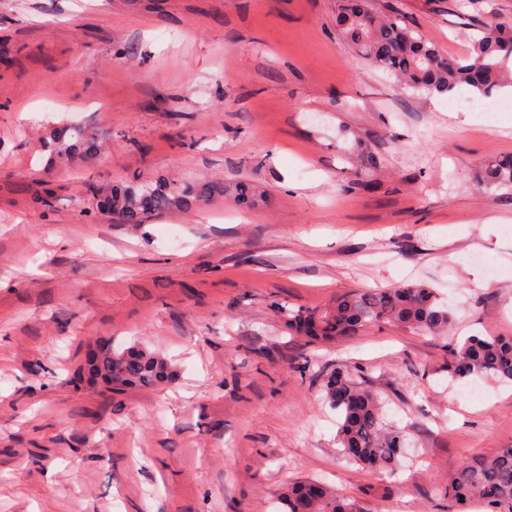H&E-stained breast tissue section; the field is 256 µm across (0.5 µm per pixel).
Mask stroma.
Here are the masks:
<instances>
[{
    "instance_id": "obj_1",
    "label": "stroma",
    "mask_w": 512,
    "mask_h": 512,
    "mask_svg": "<svg viewBox=\"0 0 512 512\" xmlns=\"http://www.w3.org/2000/svg\"><path fill=\"white\" fill-rule=\"evenodd\" d=\"M451 57L512 0H369ZM336 0H0V512H277L314 478L363 512H448L466 460L512 448V383L448 375L446 339L382 324L315 342L283 310L420 281L451 337L512 336V96L418 95L364 60ZM96 134L56 158L54 134ZM375 156L358 186L344 147ZM223 184L126 224L133 178ZM249 187L254 201L236 195ZM180 230L171 245L166 231ZM173 377L113 390L106 348ZM348 368L405 435L394 471L349 464L321 390ZM479 190L512 187V157H501L479 167L473 175Z\"/></svg>"
}]
</instances>
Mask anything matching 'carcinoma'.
I'll return each instance as SVG.
<instances>
[{
	"instance_id": "carcinoma-1",
	"label": "carcinoma",
	"mask_w": 512,
	"mask_h": 512,
	"mask_svg": "<svg viewBox=\"0 0 512 512\" xmlns=\"http://www.w3.org/2000/svg\"><path fill=\"white\" fill-rule=\"evenodd\" d=\"M336 24L374 67L398 78L408 89L428 94L451 93L465 86L490 98L512 84V23L478 28L469 54L449 58L424 40L397 14H376L368 0H338ZM75 147L96 152L98 140L71 128ZM479 190L512 187V157H501L479 167L473 175ZM224 192L218 183L191 180L132 181L107 192L101 208L126 224H140L152 213L187 209L201 197ZM388 323L433 336L449 335L453 314L433 288L421 282L390 288L344 293L322 309L288 312V330L315 341L355 336ZM116 389L155 387L173 374L168 360L147 349L130 346L104 353L93 367ZM490 376L512 381V337L473 335L449 350L448 375ZM324 399L338 414V441L342 456L361 467L390 470L398 463L405 438L385 421L379 396L356 382L346 369L330 373L323 383ZM283 512H362L357 500L341 495L322 482H303L278 495ZM471 503L485 504L491 512H512V448L493 458L474 457L448 480V512H465Z\"/></svg>"
}]
</instances>
